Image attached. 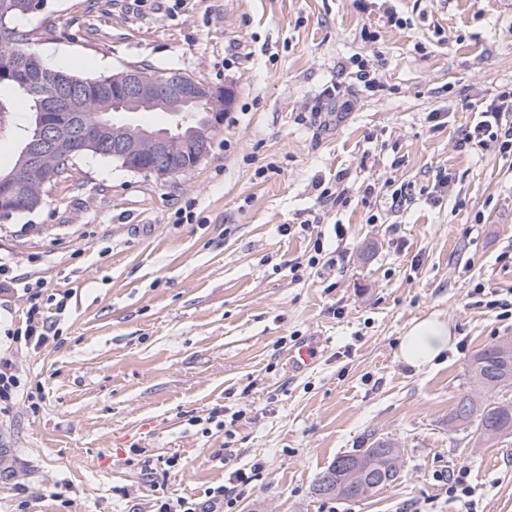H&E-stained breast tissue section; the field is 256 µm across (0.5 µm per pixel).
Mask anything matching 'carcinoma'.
<instances>
[{
  "mask_svg": "<svg viewBox=\"0 0 512 512\" xmlns=\"http://www.w3.org/2000/svg\"><path fill=\"white\" fill-rule=\"evenodd\" d=\"M13 64L17 69L18 81L14 85L32 96L36 112H41L43 94L54 81V71L41 76L42 62L32 47L27 35L17 31L12 41L0 40V66ZM61 78L75 83V90L83 95L84 112L93 117L99 110L100 99L95 86L102 76L77 78L65 71ZM468 391L459 399L450 420L461 426L475 427L481 436L490 432L494 438L512 434V397L506 393L512 390V346L500 339L479 349L470 359L468 367ZM397 443L390 438L380 437L367 447L347 454L359 461L388 483L398 479L394 464L396 455L392 449ZM361 482L352 477L348 470L330 464L314 487V493L323 497H334L356 502L364 499L360 493Z\"/></svg>",
  "mask_w": 512,
  "mask_h": 512,
  "instance_id": "1",
  "label": "carcinoma"
}]
</instances>
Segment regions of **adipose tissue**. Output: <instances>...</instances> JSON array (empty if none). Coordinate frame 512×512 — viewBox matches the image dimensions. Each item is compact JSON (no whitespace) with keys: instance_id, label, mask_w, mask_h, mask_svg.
Listing matches in <instances>:
<instances>
[{"instance_id":"1","label":"adipose tissue","mask_w":512,"mask_h":512,"mask_svg":"<svg viewBox=\"0 0 512 512\" xmlns=\"http://www.w3.org/2000/svg\"><path fill=\"white\" fill-rule=\"evenodd\" d=\"M454 338L447 319L441 315L423 319L413 324L403 336L399 357L416 369L432 365L448 349Z\"/></svg>"}]
</instances>
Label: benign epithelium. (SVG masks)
Segmentation results:
<instances>
[{"instance_id": "obj_1", "label": "benign epithelium", "mask_w": 512, "mask_h": 512, "mask_svg": "<svg viewBox=\"0 0 512 512\" xmlns=\"http://www.w3.org/2000/svg\"><path fill=\"white\" fill-rule=\"evenodd\" d=\"M112 86L101 98L95 137L112 158L128 171L168 177L186 174L209 154V133L222 124L217 105L228 103L229 91L214 88L182 72L160 79L153 71L128 66L103 79ZM191 107L203 109L197 127L183 131L182 122L166 131L145 127L129 119L138 112H167L179 116ZM37 128L13 170L0 177V218L40 207L47 182L38 179L60 153L80 155L87 140L81 100L77 93L57 86L45 93Z\"/></svg>"}]
</instances>
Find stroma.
Returning a JSON list of instances; mask_svg holds the SVG:
<instances>
[{"label": "stroma", "mask_w": 512, "mask_h": 512, "mask_svg": "<svg viewBox=\"0 0 512 512\" xmlns=\"http://www.w3.org/2000/svg\"><path fill=\"white\" fill-rule=\"evenodd\" d=\"M16 26L75 77L144 66L232 99L189 173L84 154L0 220V262L43 279L52 324L42 345L13 341L26 295L0 296L21 379L0 415V512H152L238 472L224 512H512V435L448 423L471 356L512 336V309L489 305L512 297V155L458 146L512 86V0H46ZM25 99L0 84V174L35 125ZM433 314L455 340L416 370L399 342ZM305 340L317 361L291 370ZM372 437L398 442L397 481L314 494ZM462 467L467 500L448 494Z\"/></svg>", "instance_id": "1"}]
</instances>
